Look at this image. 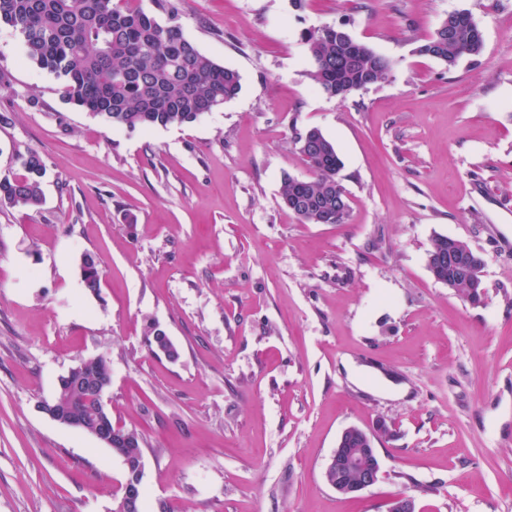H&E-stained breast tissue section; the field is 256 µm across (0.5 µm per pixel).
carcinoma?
<instances>
[{
    "label": "carcinoma",
    "instance_id": "cac0c4a2",
    "mask_svg": "<svg viewBox=\"0 0 512 512\" xmlns=\"http://www.w3.org/2000/svg\"><path fill=\"white\" fill-rule=\"evenodd\" d=\"M20 36L27 59L53 74L76 105L112 125L148 130L196 121L233 100L241 90L240 75L202 53L189 40L170 11L160 23L138 0H0V27ZM327 27L306 38L315 62L313 80L329 96L353 92L364 85V76L384 77L389 64L370 47L356 43L351 58L343 56ZM483 48L482 33L466 11L448 14L418 53L453 66L463 56H476ZM318 146L310 148L304 136L296 140L299 154L309 168V180L284 176L282 201L303 223H336V184L344 167L333 144L319 129H308ZM46 166L36 151L22 159L21 170L0 179V205L37 208L43 203ZM455 246L474 256L462 240L435 237L427 264L435 266L440 254ZM84 287L99 293L101 273L90 253L81 256ZM468 270L444 265L435 281L473 304L482 291L469 288ZM109 362L99 356L83 364L78 377L103 380ZM87 397L66 380L58 389L55 412L79 424L87 417Z\"/></svg>",
    "mask_w": 512,
    "mask_h": 512
}]
</instances>
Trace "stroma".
<instances>
[{
  "instance_id": "1",
  "label": "stroma",
  "mask_w": 512,
  "mask_h": 512,
  "mask_svg": "<svg viewBox=\"0 0 512 512\" xmlns=\"http://www.w3.org/2000/svg\"><path fill=\"white\" fill-rule=\"evenodd\" d=\"M177 11L239 95L128 130L67 100L0 30V179L38 151L45 201L0 206V512H113L120 458L40 411L103 356L114 421L144 440L147 512H512V0H141ZM469 12L481 54L417 48ZM345 30L388 75L346 97L311 78L307 34ZM319 128L350 212L281 201ZM484 261L481 304L426 267L436 236ZM95 255L99 295L79 259ZM179 356H155L153 329ZM389 435L357 497L324 470L342 431Z\"/></svg>"
}]
</instances>
